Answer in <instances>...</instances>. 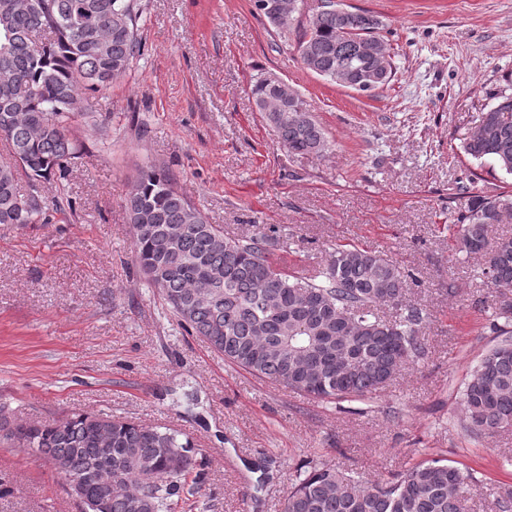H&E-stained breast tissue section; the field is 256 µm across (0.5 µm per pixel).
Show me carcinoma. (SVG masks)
Masks as SVG:
<instances>
[{
    "label": "carcinoma",
    "instance_id": "obj_1",
    "mask_svg": "<svg viewBox=\"0 0 512 512\" xmlns=\"http://www.w3.org/2000/svg\"><path fill=\"white\" fill-rule=\"evenodd\" d=\"M279 31L295 20L298 0H274ZM134 0H0V134L11 160L0 161V224H38L51 208L23 195L17 170L33 182L67 178L77 148L68 126L88 94L106 88L140 53ZM382 22L364 12L345 19L318 11L297 44L303 66L343 87L349 65L389 84L395 65ZM375 54L357 61L361 41ZM277 142L290 154L324 157L330 142L301 94L288 101L267 78L250 87ZM476 161L512 175V92L495 103L463 143ZM133 261L180 326L203 337L230 363L318 401L365 399L425 353L424 309L406 300V275L375 252L332 249L325 269L307 278L277 267L270 237L224 235L173 187L165 169L143 172L126 198ZM512 223V194L468 195L457 218L460 248L484 262L499 289L512 290V237L492 241L491 224ZM390 305V321L374 309ZM501 336L471 371L463 391L466 429L491 436L512 427V302L498 305ZM44 456L64 480L81 479V497L108 492L104 512H175L200 491L192 444L161 426L104 414H73L48 424L12 425L0 414V440ZM469 474L439 458L415 463L390 480L321 463L296 476L284 512H462Z\"/></svg>",
    "mask_w": 512,
    "mask_h": 512
}]
</instances>
